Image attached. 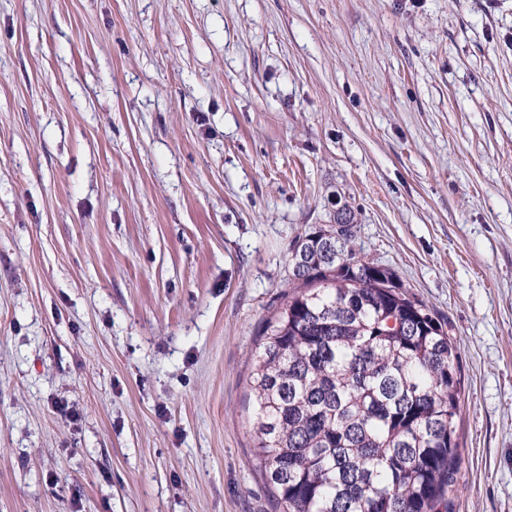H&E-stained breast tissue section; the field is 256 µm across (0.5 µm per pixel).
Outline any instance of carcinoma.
<instances>
[{"instance_id":"1","label":"carcinoma","mask_w":512,"mask_h":512,"mask_svg":"<svg viewBox=\"0 0 512 512\" xmlns=\"http://www.w3.org/2000/svg\"><path fill=\"white\" fill-rule=\"evenodd\" d=\"M354 243L347 223L291 248L296 286L251 371L256 455L282 512H450L455 346Z\"/></svg>"}]
</instances>
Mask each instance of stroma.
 <instances>
[{"mask_svg": "<svg viewBox=\"0 0 512 512\" xmlns=\"http://www.w3.org/2000/svg\"><path fill=\"white\" fill-rule=\"evenodd\" d=\"M345 209L512 512V0H0V512H280L251 356Z\"/></svg>", "mask_w": 512, "mask_h": 512, "instance_id": "stroma-1", "label": "stroma"}]
</instances>
